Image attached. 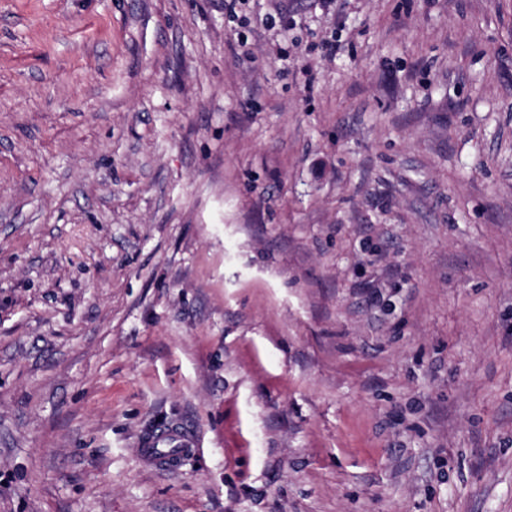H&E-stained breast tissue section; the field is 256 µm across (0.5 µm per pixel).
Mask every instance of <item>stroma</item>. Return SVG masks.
<instances>
[{
    "instance_id": "obj_1",
    "label": "stroma",
    "mask_w": 512,
    "mask_h": 512,
    "mask_svg": "<svg viewBox=\"0 0 512 512\" xmlns=\"http://www.w3.org/2000/svg\"><path fill=\"white\" fill-rule=\"evenodd\" d=\"M0 512H512V0H0ZM141 447L149 461L157 465H169L164 448H196L197 442L192 435L166 425L157 428L142 437Z\"/></svg>"
}]
</instances>
